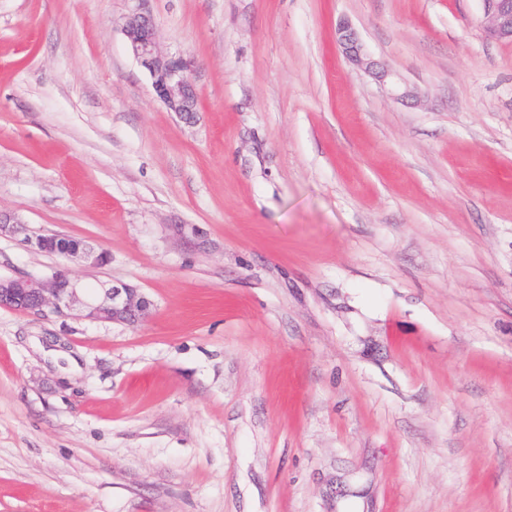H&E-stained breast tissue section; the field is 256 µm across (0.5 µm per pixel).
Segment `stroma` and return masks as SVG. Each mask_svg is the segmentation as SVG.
<instances>
[{
    "label": "stroma",
    "instance_id": "stroma-1",
    "mask_svg": "<svg viewBox=\"0 0 512 512\" xmlns=\"http://www.w3.org/2000/svg\"><path fill=\"white\" fill-rule=\"evenodd\" d=\"M145 8L198 112L154 96ZM349 20L414 100L336 42ZM480 0H0V512H512V43ZM59 234L106 265L41 252ZM122 30L133 57L151 77L157 100L169 112L193 118L197 100L190 77L191 61L161 49L154 19L147 12L128 15ZM75 280L65 274L37 279L28 276L0 278V308L33 315L47 312L91 321L135 325L150 315L152 301L137 288L112 283L95 297L80 295Z\"/></svg>",
    "mask_w": 512,
    "mask_h": 512
}]
</instances>
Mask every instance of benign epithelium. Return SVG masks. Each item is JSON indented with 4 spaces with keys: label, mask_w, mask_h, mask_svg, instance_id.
Instances as JSON below:
<instances>
[{
    "label": "benign epithelium",
    "mask_w": 512,
    "mask_h": 512,
    "mask_svg": "<svg viewBox=\"0 0 512 512\" xmlns=\"http://www.w3.org/2000/svg\"><path fill=\"white\" fill-rule=\"evenodd\" d=\"M486 36L512 42V0H480ZM127 45L150 75L154 94L168 111L188 119L197 112V100L190 77L191 61L165 53L157 41L156 25L147 12L128 15L122 27ZM336 38L347 59L369 73L378 83H393L394 73L387 65L367 58L357 31L347 22L336 28ZM68 238L52 234L37 239L39 250L76 258L91 266L107 261L103 251L84 243L67 244ZM152 301L131 285L114 283L95 297L80 295L75 280L65 274L37 279L28 276L0 278V308L33 315L48 312L91 321L135 325L150 315Z\"/></svg>",
    "instance_id": "obj_1"
}]
</instances>
